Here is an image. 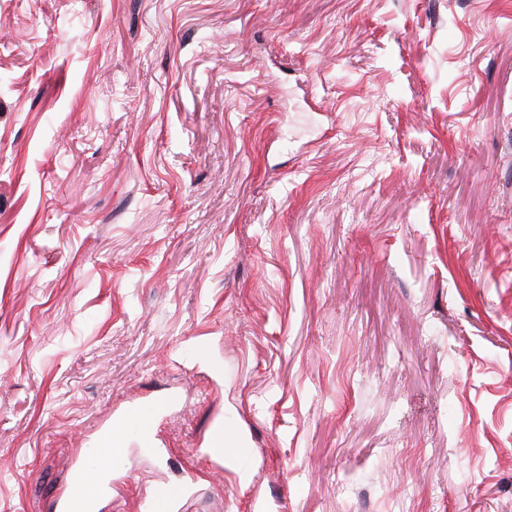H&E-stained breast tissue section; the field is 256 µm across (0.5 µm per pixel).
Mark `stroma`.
<instances>
[{
  "instance_id": "1",
  "label": "stroma",
  "mask_w": 512,
  "mask_h": 512,
  "mask_svg": "<svg viewBox=\"0 0 512 512\" xmlns=\"http://www.w3.org/2000/svg\"><path fill=\"white\" fill-rule=\"evenodd\" d=\"M161 396L95 512H512V0H0V512ZM170 401L149 399L133 406L126 414L129 425L137 429L138 434H148L156 421L167 411ZM224 447V422L215 421L207 440V448H196L195 453L201 457H211L215 460L223 458V452L219 448ZM192 490L191 481L185 482L176 489L162 490L147 500L144 504L145 512H171L177 503L185 498Z\"/></svg>"
}]
</instances>
